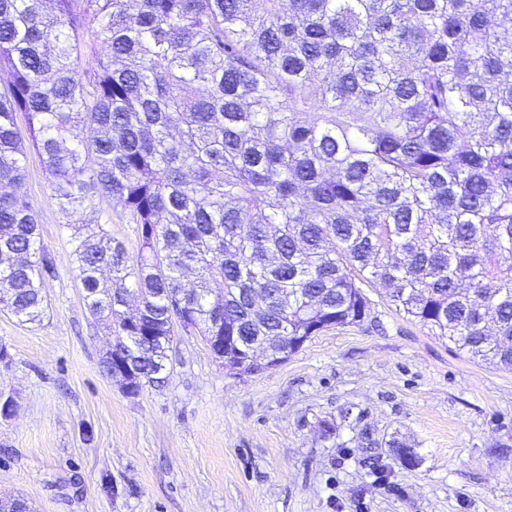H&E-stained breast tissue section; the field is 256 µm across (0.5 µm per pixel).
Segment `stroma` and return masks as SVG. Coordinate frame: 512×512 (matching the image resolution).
<instances>
[{
  "label": "stroma",
  "instance_id": "1",
  "mask_svg": "<svg viewBox=\"0 0 512 512\" xmlns=\"http://www.w3.org/2000/svg\"><path fill=\"white\" fill-rule=\"evenodd\" d=\"M26 191L54 271L40 321L0 310V499L36 512H512V370L466 358L370 291L376 324L311 337L260 375L179 333L129 394L100 361L71 231L36 153ZM412 449L415 466L398 448Z\"/></svg>",
  "mask_w": 512,
  "mask_h": 512
}]
</instances>
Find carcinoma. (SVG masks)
<instances>
[{"mask_svg":"<svg viewBox=\"0 0 512 512\" xmlns=\"http://www.w3.org/2000/svg\"><path fill=\"white\" fill-rule=\"evenodd\" d=\"M0 0V308L53 271L41 159L90 315L160 386L176 328L224 368L371 318L364 288L512 369V0ZM95 65L81 67V59Z\"/></svg>","mask_w":512,"mask_h":512,"instance_id":"obj_1","label":"carcinoma"}]
</instances>
